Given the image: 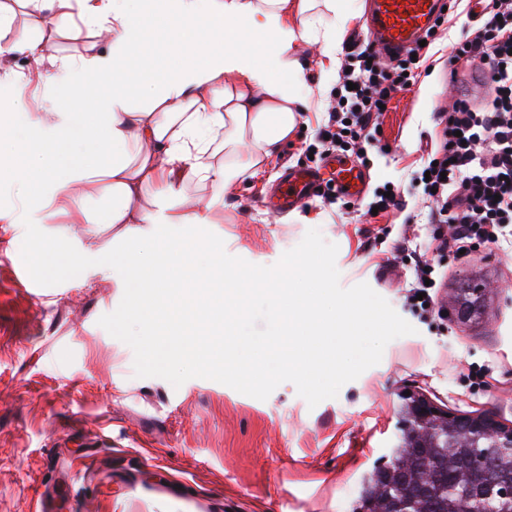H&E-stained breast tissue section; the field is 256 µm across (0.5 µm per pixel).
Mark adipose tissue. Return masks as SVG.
Returning a JSON list of instances; mask_svg holds the SVG:
<instances>
[{"label":"adipose tissue","mask_w":512,"mask_h":512,"mask_svg":"<svg viewBox=\"0 0 512 512\" xmlns=\"http://www.w3.org/2000/svg\"><path fill=\"white\" fill-rule=\"evenodd\" d=\"M339 0H164L174 32L167 45L173 67L151 54H133L146 31L132 0H0V32L24 12L33 36L0 39V131L14 112L27 115L23 139L0 150V178L26 172L37 181L22 209L0 208L1 224L119 226L126 242L123 278L131 299L116 310L119 323L149 325L147 355L158 361L192 357L220 366L243 386L289 370L303 383L330 379L349 334L319 313L317 288L257 276L275 314H287L281 338L205 340L209 326L233 330L241 312L232 295L198 309L196 276L184 246L162 242L150 260L137 245L159 224H208L224 199L279 154L302 120L298 42L320 45L327 70L338 64L339 32L348 21ZM93 29L87 54L48 52L51 38ZM252 33L249 49L240 46ZM50 92L48 102L30 100ZM214 187L190 209L184 191Z\"/></svg>","instance_id":"ef3b65f1"}]
</instances>
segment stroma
Masks as SVG:
<instances>
[{
	"instance_id": "stroma-1",
	"label": "stroma",
	"mask_w": 512,
	"mask_h": 512,
	"mask_svg": "<svg viewBox=\"0 0 512 512\" xmlns=\"http://www.w3.org/2000/svg\"><path fill=\"white\" fill-rule=\"evenodd\" d=\"M472 21L469 0H458L415 84L378 116L365 145L367 194L316 197L275 217L261 196L286 169L310 165L308 146L335 103L337 72L322 71L300 44L304 127L225 198L210 227L229 255L263 266L319 230L338 247L341 286L369 284L414 326L316 407L290 382L259 400L210 379L176 388L137 377L131 347L98 324L130 297L122 264L99 263L117 250L111 228L0 231V512H38L46 490L59 494L54 512H353L364 475L387 465L400 442L401 392L512 423V244L440 251L443 228L428 223L413 181L438 137L437 113L451 100L448 54ZM386 184L399 188L400 206L369 214L372 190ZM48 238L65 244L80 268L55 278L36 267L31 251ZM418 253L436 261L442 278L429 313L406 299ZM467 277L494 288L474 318L459 322L448 301ZM82 454L101 482L62 467Z\"/></svg>"
}]
</instances>
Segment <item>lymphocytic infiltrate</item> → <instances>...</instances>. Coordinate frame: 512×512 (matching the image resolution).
<instances>
[{
    "label": "lymphocytic infiltrate",
    "instance_id": "lymphocytic-infiltrate-1",
    "mask_svg": "<svg viewBox=\"0 0 512 512\" xmlns=\"http://www.w3.org/2000/svg\"><path fill=\"white\" fill-rule=\"evenodd\" d=\"M426 53H410L384 63L371 46L349 56L336 83V106L321 128L323 154L362 158V134L381 106L412 85L411 74ZM479 66L493 86L481 105L458 98L438 112L439 139L423 170L432 204L429 221L447 226L441 246L460 250L476 241L498 242L512 225V0H485L484 8L448 55L450 73Z\"/></svg>",
    "mask_w": 512,
    "mask_h": 512
}]
</instances>
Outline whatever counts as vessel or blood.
Listing matches in <instances>:
<instances>
[{
  "mask_svg": "<svg viewBox=\"0 0 512 512\" xmlns=\"http://www.w3.org/2000/svg\"><path fill=\"white\" fill-rule=\"evenodd\" d=\"M448 0H366L364 38L393 56L414 46L442 18ZM333 180L337 193L351 199L362 196L366 173L357 162L330 156L316 168L287 171L277 192L269 199L274 212L284 214L317 196L326 180Z\"/></svg>",
  "mask_w": 512,
  "mask_h": 512,
  "instance_id": "b4317fda",
  "label": "vessel or blood"
}]
</instances>
